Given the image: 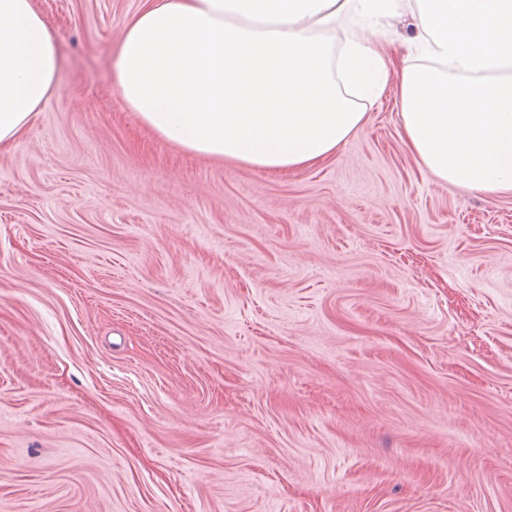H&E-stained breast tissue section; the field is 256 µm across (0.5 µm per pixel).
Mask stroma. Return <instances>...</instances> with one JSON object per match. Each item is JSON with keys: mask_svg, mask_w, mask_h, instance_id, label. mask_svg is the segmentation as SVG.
I'll return each mask as SVG.
<instances>
[{"mask_svg": "<svg viewBox=\"0 0 512 512\" xmlns=\"http://www.w3.org/2000/svg\"><path fill=\"white\" fill-rule=\"evenodd\" d=\"M59 87L0 153V512H512V195L427 175L389 75L328 160L158 137L143 0H33Z\"/></svg>", "mask_w": 512, "mask_h": 512, "instance_id": "obj_1", "label": "stroma"}]
</instances>
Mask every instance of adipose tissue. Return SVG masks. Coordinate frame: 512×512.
<instances>
[{
  "instance_id": "adipose-tissue-1",
  "label": "adipose tissue",
  "mask_w": 512,
  "mask_h": 512,
  "mask_svg": "<svg viewBox=\"0 0 512 512\" xmlns=\"http://www.w3.org/2000/svg\"><path fill=\"white\" fill-rule=\"evenodd\" d=\"M409 11L425 63L388 64L381 19ZM398 72L405 143L433 179L512 195V0H145L114 83L185 150L286 172L332 157ZM33 0H0V151L58 89Z\"/></svg>"
}]
</instances>
